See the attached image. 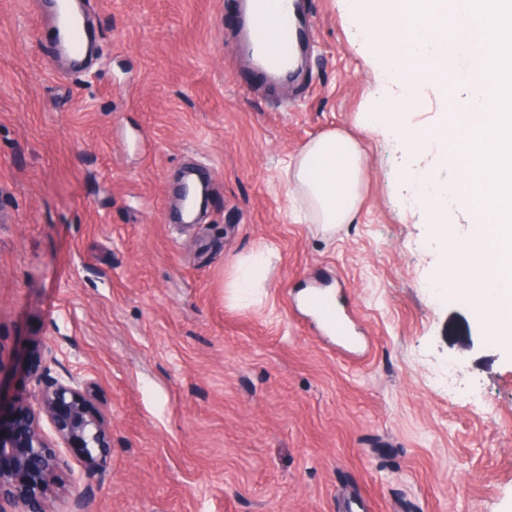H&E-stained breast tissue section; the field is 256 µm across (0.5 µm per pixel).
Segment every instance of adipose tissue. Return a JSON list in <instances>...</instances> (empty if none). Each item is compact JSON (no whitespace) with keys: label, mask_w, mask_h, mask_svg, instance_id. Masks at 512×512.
<instances>
[{"label":"adipose tissue","mask_w":512,"mask_h":512,"mask_svg":"<svg viewBox=\"0 0 512 512\" xmlns=\"http://www.w3.org/2000/svg\"><path fill=\"white\" fill-rule=\"evenodd\" d=\"M364 154L351 137L327 132L311 142L287 162L291 200L310 223L336 225L350 223L362 197ZM272 252L261 248L243 259L232 283L240 296L262 287L270 272Z\"/></svg>","instance_id":"1"}]
</instances>
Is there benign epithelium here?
<instances>
[{"mask_svg": "<svg viewBox=\"0 0 512 512\" xmlns=\"http://www.w3.org/2000/svg\"><path fill=\"white\" fill-rule=\"evenodd\" d=\"M93 385L71 374L45 382L36 405L19 401L4 404L0 395V459L10 466L0 467V512H51L52 497L65 489L64 476L71 474L68 461L55 443H77L83 449L87 468L106 462L111 433L105 416L87 412ZM50 423L55 441L45 435L41 419ZM95 495L92 484L68 500V512H86Z\"/></svg>", "mask_w": 512, "mask_h": 512, "instance_id": "benign-epithelium-1", "label": "benign epithelium"}]
</instances>
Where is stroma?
Instances as JSON below:
<instances>
[{"label": "stroma", "mask_w": 512, "mask_h": 512, "mask_svg": "<svg viewBox=\"0 0 512 512\" xmlns=\"http://www.w3.org/2000/svg\"><path fill=\"white\" fill-rule=\"evenodd\" d=\"M301 75L257 77L240 0H86L72 72L49 0H0V391L97 382L107 462L75 476L88 512H512V354L434 289L440 247L392 127L360 123L383 59L340 0H303ZM342 129L365 152L362 203L329 235L296 221L284 164ZM211 183L174 215L187 168ZM272 250L261 300L230 289ZM319 289L356 342L323 334ZM460 365L461 391L430 389Z\"/></svg>", "instance_id": "1"}]
</instances>
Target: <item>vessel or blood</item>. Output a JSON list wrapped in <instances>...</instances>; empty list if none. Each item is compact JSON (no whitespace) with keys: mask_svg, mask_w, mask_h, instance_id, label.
Returning a JSON list of instances; mask_svg holds the SVG:
<instances>
[{"mask_svg":"<svg viewBox=\"0 0 512 512\" xmlns=\"http://www.w3.org/2000/svg\"><path fill=\"white\" fill-rule=\"evenodd\" d=\"M58 42L73 59H82L85 26L81 13L69 0H59L55 15ZM242 37L253 59L255 70L267 79L286 77L293 59L308 45L313 27L295 0H249ZM315 315L322 328L343 337L347 325L339 312L325 302L314 301Z\"/></svg>","mask_w":512,"mask_h":512,"instance_id":"1","label":"vessel or blood"}]
</instances>
